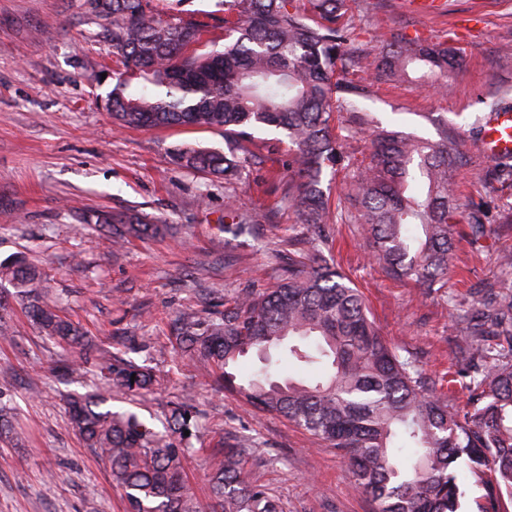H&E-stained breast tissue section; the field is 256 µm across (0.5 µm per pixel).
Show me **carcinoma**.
Wrapping results in <instances>:
<instances>
[{
    "label": "carcinoma",
    "mask_w": 512,
    "mask_h": 512,
    "mask_svg": "<svg viewBox=\"0 0 512 512\" xmlns=\"http://www.w3.org/2000/svg\"><path fill=\"white\" fill-rule=\"evenodd\" d=\"M228 42L206 48L200 29L154 13L149 0H89L109 21L107 38L124 71L106 99L107 111L122 127H220L224 137L251 140L252 131L285 132L293 147L279 199L300 223L314 230L306 253L288 258L284 277L273 288L248 291L224 308L220 320L183 319L178 337L191 359L222 369L224 390L254 408L286 418L328 442L347 459L352 486L370 498L373 512H460L464 492L460 468L493 473L491 491L512 495V290L486 284L475 312L455 319L465 342L472 407L462 413L427 388L414 362L401 357L380 334L351 281L328 265L331 241L324 224H361L373 239L386 272L425 291L444 287L453 244L462 153L448 145L396 131H368L369 154L344 186V201L331 210L322 188L327 168H347L333 135V114L358 110L339 92L358 63L347 38L346 0H221ZM375 75L419 71V87L448 93L465 66L463 54L444 44L397 39L388 52L365 62ZM142 79L164 88L158 95H129L125 87ZM175 160L200 172L241 179L248 160L235 152L184 147ZM495 175L512 184V155L497 159ZM226 230L251 233L259 223L245 205L225 210ZM482 203L472 204V243L485 235ZM95 223L112 228V240L152 236L159 225L139 213L97 212ZM414 224L421 234L410 238ZM18 286L27 314L47 336L85 350L91 346L58 313L55 297L39 286L35 267L18 260L0 265V275ZM288 345V357L323 364L317 381L275 380L267 372L247 382L233 372L240 358L256 352L269 361ZM155 376L132 362L112 366V386L147 389ZM195 405L174 404L169 429H189ZM72 424L109 466L112 482L127 501V512H200L187 492L185 449L132 413L95 410L90 401L69 405ZM409 452L412 463L402 462ZM256 449L245 440L224 449L211 477L210 512H278L267 493L247 477L245 459Z\"/></svg>",
    "instance_id": "carcinoma-1"
}]
</instances>
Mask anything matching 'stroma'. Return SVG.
<instances>
[{
	"mask_svg": "<svg viewBox=\"0 0 512 512\" xmlns=\"http://www.w3.org/2000/svg\"><path fill=\"white\" fill-rule=\"evenodd\" d=\"M431 13L409 0H351L350 38L360 51L378 54L393 37L459 48L465 71L449 94L419 89L405 79L374 78L349 70L344 82L358 103L362 133L344 127L342 147L352 158L368 152L364 130H388L437 140L447 127L469 163L460 171L456 230L468 234L471 201L490 209L478 244L460 241L443 288L422 293L392 279L373 258L372 241L357 224H329L327 259L362 293L370 317L398 354L415 360L429 386L449 408L466 409L470 393L456 372L465 363L452 326L449 298L459 308L472 288L497 280L499 251L512 248V186L488 180L492 159L477 146L476 125L488 101L512 89V0H439ZM163 19L191 22L207 45L224 43L220 0H151ZM104 22L86 0H0V261L23 259L37 267L42 285L60 298L64 315L89 332L96 349L150 369L158 390H111L99 360L59 345L27 319L12 283L0 279L8 302L12 340H0V409L19 438L0 436V512H126L122 490L108 465L73 429L68 397L96 395L103 409L136 413L164 430L170 405L193 396L196 414L188 435L186 481L200 506L211 503L213 457L223 440L253 438L258 450L245 469L279 512H372L351 485L336 448L287 419L253 409L225 393L213 365L193 362L172 331L178 316L220 317L249 290L273 287L283 265L266 243L288 249L303 236L292 210L279 211L256 236L224 231V209L237 203L265 216L280 197L271 182L285 173L287 138L256 135L249 176L231 183L193 171L172 159L175 149L228 151L220 128H121L104 103L121 64L103 37ZM97 210L138 212L167 224L162 235L114 248L98 226L80 223ZM462 512H512V497L491 495L490 478L461 470Z\"/></svg>",
	"mask_w": 512,
	"mask_h": 512,
	"instance_id": "stroma-1",
	"label": "stroma"
}]
</instances>
